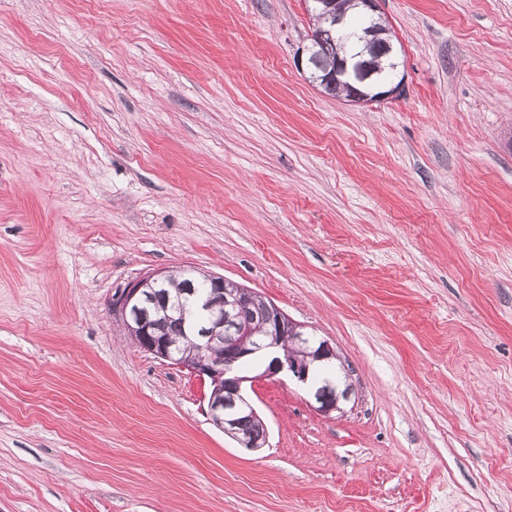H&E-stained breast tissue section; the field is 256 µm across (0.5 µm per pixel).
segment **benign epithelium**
I'll list each match as a JSON object with an SVG mask.
<instances>
[{
    "mask_svg": "<svg viewBox=\"0 0 512 512\" xmlns=\"http://www.w3.org/2000/svg\"><path fill=\"white\" fill-rule=\"evenodd\" d=\"M320 12L330 17L331 26L336 32L345 30L343 19L332 11L334 0H315ZM326 79L346 82L351 85L353 94L347 101L355 105H370L392 99L402 91L403 82L396 79L382 80L377 78L379 71L373 69L369 61L360 52L354 57L340 56L328 60L322 68ZM167 273L155 271L134 280L123 288L112 300V312L118 317L127 336L141 350L179 365L202 379L210 382V393L207 399L210 420L218 425L225 435L234 439L242 448L256 449L267 445V433L257 439L239 435L237 420L231 415H221L224 400L218 396L219 390H230L240 400V412L258 420L256 409L246 396V383L252 378L242 374L240 364L254 357L258 352H273L275 356L266 365L264 375H277L283 371L298 383L310 387L311 375L323 364H333L339 359L336 349L326 340H314L304 327L293 321L288 314L260 294L241 288L237 294L224 297V308L228 313L218 318L209 336V342L224 339L228 333L235 338L232 345L224 347V361H215L205 353V347L189 357H176L171 351V344L166 337L155 332L154 325L142 315L143 305L151 298L150 289L160 285ZM247 299L258 306L260 324L264 336L254 340L255 331L243 326L233 317L230 310L237 307L241 299ZM285 341H292L307 347L302 357L290 353H281L279 347ZM317 410L329 414L342 410V404L352 394V386L347 384L340 388L327 384L317 390H311Z\"/></svg>",
    "mask_w": 512,
    "mask_h": 512,
    "instance_id": "1",
    "label": "benign epithelium"
}]
</instances>
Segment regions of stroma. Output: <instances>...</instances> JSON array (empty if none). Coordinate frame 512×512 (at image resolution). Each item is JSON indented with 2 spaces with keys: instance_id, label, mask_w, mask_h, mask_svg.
<instances>
[{
  "instance_id": "35a3bbf8",
  "label": "stroma",
  "mask_w": 512,
  "mask_h": 512,
  "mask_svg": "<svg viewBox=\"0 0 512 512\" xmlns=\"http://www.w3.org/2000/svg\"><path fill=\"white\" fill-rule=\"evenodd\" d=\"M404 76L312 86L304 0H0V512H512V0H382ZM195 269L328 340L354 391L248 397L125 335Z\"/></svg>"
}]
</instances>
